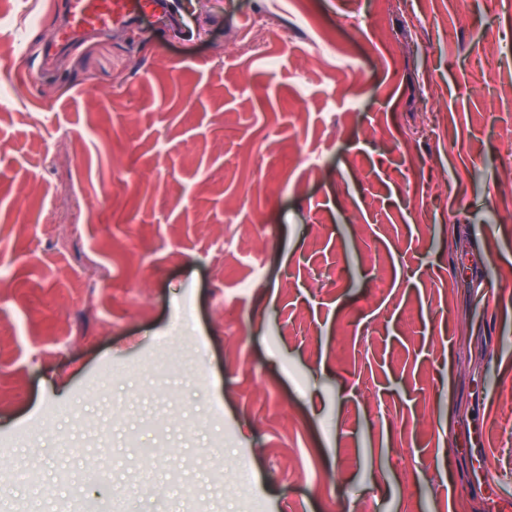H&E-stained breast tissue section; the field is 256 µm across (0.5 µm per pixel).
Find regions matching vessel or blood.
Segmentation results:
<instances>
[{
	"label": "vessel or blood",
	"instance_id": "1",
	"mask_svg": "<svg viewBox=\"0 0 512 512\" xmlns=\"http://www.w3.org/2000/svg\"><path fill=\"white\" fill-rule=\"evenodd\" d=\"M160 0H68L62 36L71 39L88 30H106L137 18Z\"/></svg>",
	"mask_w": 512,
	"mask_h": 512
}]
</instances>
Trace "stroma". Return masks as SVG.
<instances>
[{
  "instance_id": "1",
  "label": "stroma",
  "mask_w": 512,
  "mask_h": 512,
  "mask_svg": "<svg viewBox=\"0 0 512 512\" xmlns=\"http://www.w3.org/2000/svg\"><path fill=\"white\" fill-rule=\"evenodd\" d=\"M266 2L0 0V512L512 502V7ZM164 0H69L62 37L72 39L87 30H106L137 18L146 8L158 10ZM313 49L327 60L335 61L338 58H343L342 65L339 69L342 71L343 76L350 77L353 73L350 52L338 46L336 48V40L330 35L321 33V37L313 39Z\"/></svg>"
}]
</instances>
